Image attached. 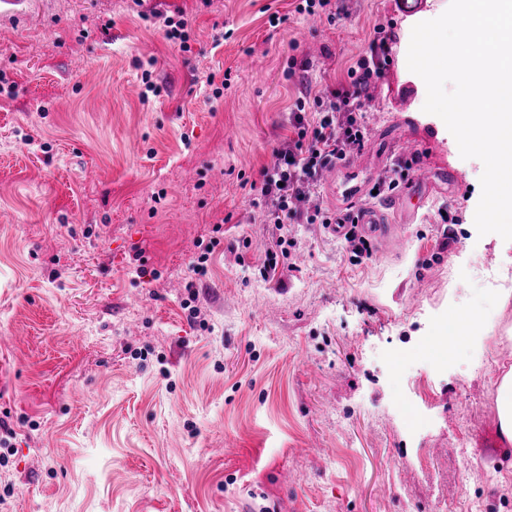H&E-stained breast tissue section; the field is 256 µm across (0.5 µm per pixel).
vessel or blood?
<instances>
[{
    "label": "vessel or blood",
    "instance_id": "b4317fda",
    "mask_svg": "<svg viewBox=\"0 0 512 512\" xmlns=\"http://www.w3.org/2000/svg\"><path fill=\"white\" fill-rule=\"evenodd\" d=\"M438 178L437 173L430 168L415 166L410 177V189L417 193H430L436 188ZM368 183L369 177L364 165L346 159L337 161L332 168L337 210L356 216L366 234L381 238L389 233L390 227L383 224L378 209L365 203Z\"/></svg>",
    "mask_w": 512,
    "mask_h": 512
}]
</instances>
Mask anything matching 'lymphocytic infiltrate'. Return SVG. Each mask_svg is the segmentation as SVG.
Listing matches in <instances>:
<instances>
[{
	"label": "lymphocytic infiltrate",
	"mask_w": 512,
	"mask_h": 512,
	"mask_svg": "<svg viewBox=\"0 0 512 512\" xmlns=\"http://www.w3.org/2000/svg\"><path fill=\"white\" fill-rule=\"evenodd\" d=\"M389 53L386 39H373L367 54L348 68L351 80L348 87L332 91L327 99L314 96L309 104L297 101L290 136L277 148L275 164L263 170L260 186L250 189L252 207L260 210L265 223L280 231L266 252L261 268L263 277L275 274L279 256L288 255L295 244L283 232L286 224L301 219L309 224L331 220L349 223V216L331 219L318 209L307 214L299 211L296 204L312 195L325 168L363 146L362 88L369 79L381 74ZM309 105L314 108L310 115L305 112Z\"/></svg>",
	"instance_id": "1"
}]
</instances>
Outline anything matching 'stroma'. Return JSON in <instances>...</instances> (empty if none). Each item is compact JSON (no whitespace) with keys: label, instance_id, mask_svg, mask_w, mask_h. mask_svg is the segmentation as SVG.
I'll list each match as a JSON object with an SVG mask.
<instances>
[{"label":"stroma","instance_id":"stroma-1","mask_svg":"<svg viewBox=\"0 0 512 512\" xmlns=\"http://www.w3.org/2000/svg\"><path fill=\"white\" fill-rule=\"evenodd\" d=\"M398 0H25L0 13V512H512L495 383L512 367V290L483 264V164L462 159L407 53ZM184 21L188 51L166 38ZM367 87L373 179L452 169L413 224L352 257L326 225L278 237L248 183L273 166L307 91ZM247 67H239L241 57ZM224 79L214 96L209 77ZM161 87L146 95V82ZM211 246L208 274L191 264ZM198 316H191V309ZM472 315L440 364L434 329ZM295 244L296 242L294 241V239H288L287 229L285 230V232H282V234H280L276 238L274 245L271 246L266 252L265 261L260 269L261 275L265 278H268L272 274H275L279 265V254H281L283 257H286L290 253L288 247L292 248L293 246H295Z\"/></svg>","mask_w":512,"mask_h":512}]
</instances>
